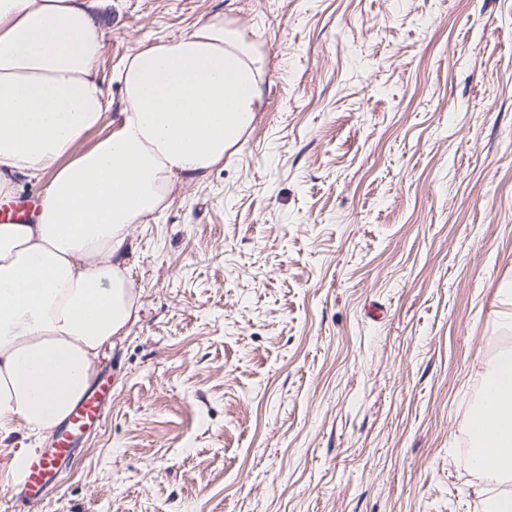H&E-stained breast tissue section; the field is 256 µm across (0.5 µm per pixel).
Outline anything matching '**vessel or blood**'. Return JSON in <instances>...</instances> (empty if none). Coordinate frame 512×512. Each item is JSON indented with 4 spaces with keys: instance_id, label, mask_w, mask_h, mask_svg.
<instances>
[{
    "instance_id": "1",
    "label": "vessel or blood",
    "mask_w": 512,
    "mask_h": 512,
    "mask_svg": "<svg viewBox=\"0 0 512 512\" xmlns=\"http://www.w3.org/2000/svg\"><path fill=\"white\" fill-rule=\"evenodd\" d=\"M40 209L41 197L37 194L0 199V223L30 222ZM108 391V384L99 382L74 406L58 429L51 446L36 450L24 458L18 477L9 490L11 512H35L49 492L59 484L62 470L74 456L85 431L104 423Z\"/></svg>"
}]
</instances>
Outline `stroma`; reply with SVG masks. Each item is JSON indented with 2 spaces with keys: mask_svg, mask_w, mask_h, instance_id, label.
Here are the masks:
<instances>
[{
  "mask_svg": "<svg viewBox=\"0 0 512 512\" xmlns=\"http://www.w3.org/2000/svg\"><path fill=\"white\" fill-rule=\"evenodd\" d=\"M99 78L221 15L251 133L136 225L102 427L37 512H487L512 354V0H105ZM491 381L486 382L482 391L481 403L486 402L492 391V384L499 396L497 408L505 419L506 425L498 438V451L494 452L493 462L478 454L473 461L475 469L489 484L499 482L508 470L512 472V356L511 353L495 362ZM498 457H501L499 462Z\"/></svg>",
  "mask_w": 512,
  "mask_h": 512,
  "instance_id": "stroma-1",
  "label": "stroma"
}]
</instances>
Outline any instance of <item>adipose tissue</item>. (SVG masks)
<instances>
[{"instance_id":"adipose-tissue-1","label":"adipose tissue","mask_w":512,"mask_h":512,"mask_svg":"<svg viewBox=\"0 0 512 512\" xmlns=\"http://www.w3.org/2000/svg\"><path fill=\"white\" fill-rule=\"evenodd\" d=\"M94 0H0V196L49 176L34 222L0 224V453L51 434L87 391L137 298L124 259L134 225L182 178L221 163L254 128L261 59L215 15L123 61L120 106L98 78L110 33ZM109 127L92 148L87 133ZM490 379L506 425L484 481L512 472V356Z\"/></svg>"}]
</instances>
